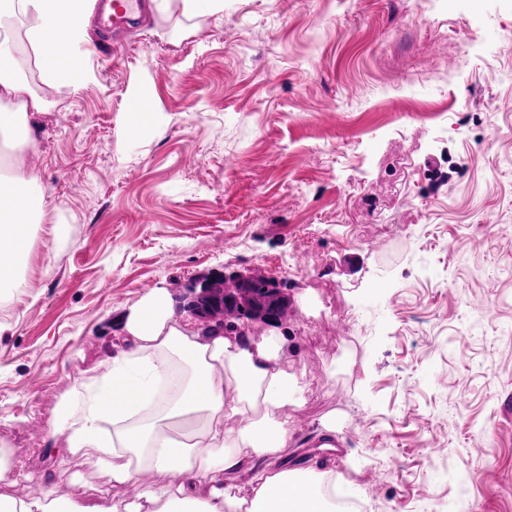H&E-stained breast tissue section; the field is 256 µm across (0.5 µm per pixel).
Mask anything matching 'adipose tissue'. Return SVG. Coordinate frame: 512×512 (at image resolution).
<instances>
[{"label": "adipose tissue", "instance_id": "1", "mask_svg": "<svg viewBox=\"0 0 512 512\" xmlns=\"http://www.w3.org/2000/svg\"><path fill=\"white\" fill-rule=\"evenodd\" d=\"M91 12L92 0H0V242L13 244L0 250V300L19 288L18 259L47 216L40 175L9 161L34 141L30 112L47 109L26 74L37 69L46 84L74 92L93 83ZM124 329L127 349L58 417L67 454L104 471L113 485H138L111 512H332L330 496L348 498V483L335 471L284 465L292 431L274 413L298 385L279 364L281 345L203 335L175 319L157 291ZM174 358L189 365V376L172 378ZM233 417L240 427L225 429ZM146 471L164 474V482L141 483ZM0 512L94 510L49 491L30 500L0 495Z\"/></svg>", "mask_w": 512, "mask_h": 512}]
</instances>
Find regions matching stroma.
<instances>
[{"instance_id": "obj_1", "label": "stroma", "mask_w": 512, "mask_h": 512, "mask_svg": "<svg viewBox=\"0 0 512 512\" xmlns=\"http://www.w3.org/2000/svg\"><path fill=\"white\" fill-rule=\"evenodd\" d=\"M512 0H224L92 40L95 83L15 164L67 227H37L0 303V494L109 476L52 452L63 398L123 349L153 290L215 271L289 283L288 461L332 466L367 512H512ZM157 135L125 133L134 90ZM336 417L338 448L322 447ZM182 13L192 16L224 14V0H177Z\"/></svg>"}]
</instances>
